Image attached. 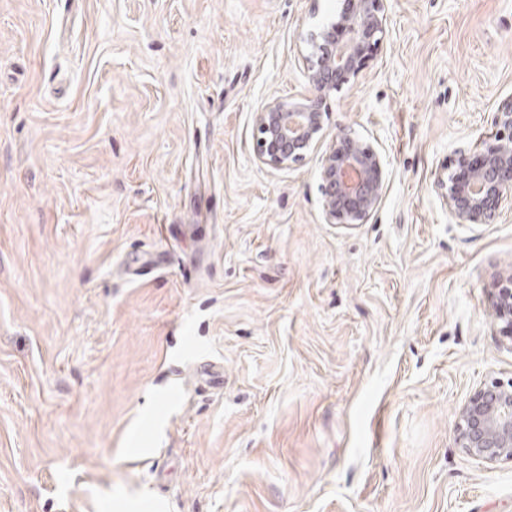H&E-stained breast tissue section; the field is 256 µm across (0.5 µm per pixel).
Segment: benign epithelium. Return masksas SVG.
<instances>
[{"label":"benign epithelium","mask_w":512,"mask_h":512,"mask_svg":"<svg viewBox=\"0 0 512 512\" xmlns=\"http://www.w3.org/2000/svg\"><path fill=\"white\" fill-rule=\"evenodd\" d=\"M386 24L384 0H344L311 34L309 93L273 98L254 115V151L262 165L289 168L325 140L324 101L364 71L382 44ZM454 165L445 183L449 214L459 224L494 223L502 206L512 204V99L494 113L480 152L461 150ZM319 176L328 224H363L386 195L383 155L345 131L332 137ZM491 301L512 339L511 273L499 280ZM457 440L485 463L512 460V381H494L474 392L459 412Z\"/></svg>","instance_id":"obj_1"}]
</instances>
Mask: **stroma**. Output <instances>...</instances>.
Here are the masks:
<instances>
[{
  "mask_svg": "<svg viewBox=\"0 0 512 512\" xmlns=\"http://www.w3.org/2000/svg\"><path fill=\"white\" fill-rule=\"evenodd\" d=\"M340 0H0V512H512L456 441L512 380V208L438 177L512 99V0H385L327 99L386 162L326 223L322 152L254 154ZM492 312L497 320L504 323L503 328L509 339H512V274L500 278L492 294Z\"/></svg>",
  "mask_w": 512,
  "mask_h": 512,
  "instance_id": "stroma-1",
  "label": "stroma"
}]
</instances>
